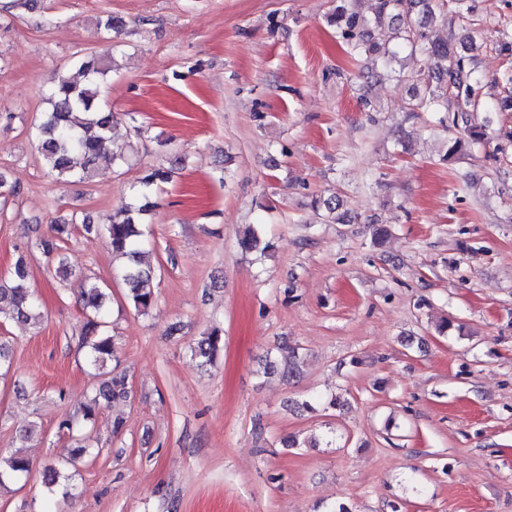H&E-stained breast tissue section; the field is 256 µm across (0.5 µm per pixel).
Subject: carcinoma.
<instances>
[{
    "label": "carcinoma",
    "instance_id": "obj_1",
    "mask_svg": "<svg viewBox=\"0 0 512 512\" xmlns=\"http://www.w3.org/2000/svg\"><path fill=\"white\" fill-rule=\"evenodd\" d=\"M449 1L454 4L455 17L466 19L470 12L468 0H374L368 15L352 7V0H336L335 9L327 16L329 25L336 29V38L346 46L348 53L355 58H369L379 77L399 76L394 63L405 49L424 57L428 77L435 79L436 84L425 83L429 101L418 98L410 105L409 111L415 112L430 103L434 111L443 113L439 124L447 133L440 158L444 163L469 154L474 146L490 139L512 143V126L502 124L494 128L490 116L478 117L480 79L468 66L465 56L447 42L430 39L426 33L437 19L448 20ZM386 26L393 28V44L381 46L365 39L368 29ZM73 67L76 72L59 75L52 82L47 96L50 108L38 126L40 149L48 173L58 181L72 176L90 177L97 160L108 150L112 160L125 159V148L112 146V110L100 104V87L112 68L110 52L106 50L98 56L83 57ZM169 177V171L155 170L142 182L139 203L112 215L108 224L84 225L88 233L104 231L112 254L128 258L121 277L128 301L143 313L153 305L154 293L150 288L152 271L141 266V225L143 216L150 211L149 198L154 186L166 182ZM239 246L244 252L264 251L268 244L262 225L246 227L239 238ZM28 275L26 258L20 255L8 275L0 278V310L21 322L40 318L39 302L26 285ZM107 298L105 288L96 282L88 284L81 293L88 361L103 376L96 396L83 408L86 420L92 419L99 402L124 399L129 393L125 376L105 370L115 353L112 337L101 330ZM223 347V336L215 327L193 343L191 352L204 367L213 363ZM285 349L288 363L282 365L278 360L270 359L264 366L265 373H279L288 378L296 376L300 363L298 348L287 345ZM29 471L28 457L20 451L13 454L5 465H0V486Z\"/></svg>",
    "mask_w": 512,
    "mask_h": 512
}]
</instances>
